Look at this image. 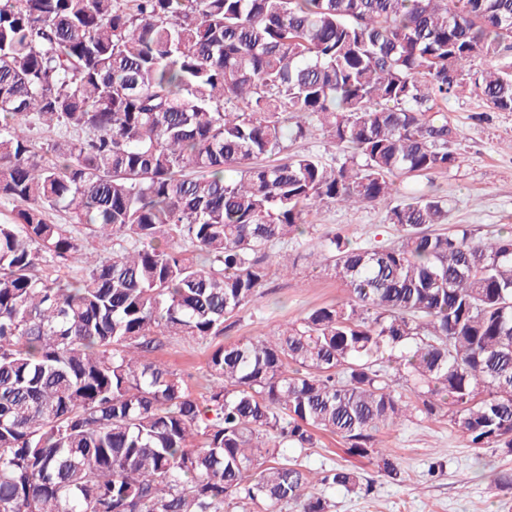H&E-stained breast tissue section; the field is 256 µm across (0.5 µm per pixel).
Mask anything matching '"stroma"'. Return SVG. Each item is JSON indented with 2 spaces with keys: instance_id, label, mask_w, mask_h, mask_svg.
<instances>
[{
  "instance_id": "35a3bbf8",
  "label": "stroma",
  "mask_w": 512,
  "mask_h": 512,
  "mask_svg": "<svg viewBox=\"0 0 512 512\" xmlns=\"http://www.w3.org/2000/svg\"><path fill=\"white\" fill-rule=\"evenodd\" d=\"M437 110L458 129L454 147L464 156L459 167L431 177L430 190L448 201V222L439 225V232L468 226L490 237L512 228V112L489 111L469 89L438 103ZM392 205L389 199L357 209L320 204L308 219V232L292 247L297 257L293 273L271 267L262 296L225 330V341L297 321L311 309L344 300L345 284L330 270L311 265L310 253L335 234L354 244L389 245L398 237L396 227L386 221ZM214 346L211 339L171 337L153 358L182 374L189 391L201 399ZM374 438L393 451L399 479L381 473L375 458L348 454L343 442L329 434L304 456L310 470L336 464L370 480L366 491L333 490L336 512H512V486L498 481L499 476L512 474V454L471 447L447 418L417 415L379 429Z\"/></svg>"
}]
</instances>
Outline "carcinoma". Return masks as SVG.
I'll list each match as a JSON object with an SVG mask.
<instances>
[{"label":"carcinoma","instance_id":"cac0c4a2","mask_svg":"<svg viewBox=\"0 0 512 512\" xmlns=\"http://www.w3.org/2000/svg\"><path fill=\"white\" fill-rule=\"evenodd\" d=\"M510 30L512 0H0V512H333L283 449L395 479L373 433L411 410L512 453V231L428 233L447 201L396 186L463 162L456 76L512 112ZM313 127L341 164L288 154ZM394 195L392 244L322 246L347 300L215 347L203 401L148 361L224 335L317 205Z\"/></svg>","mask_w":512,"mask_h":512}]
</instances>
